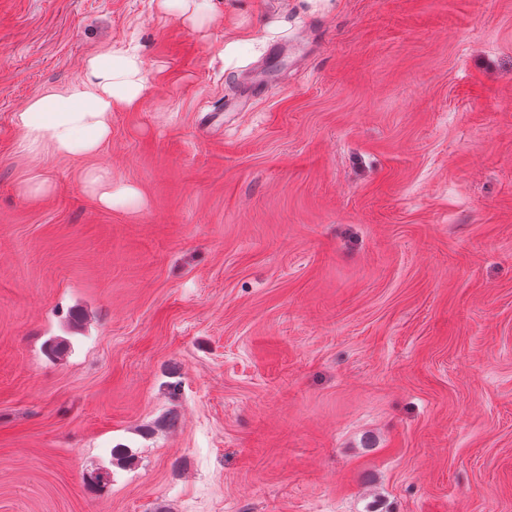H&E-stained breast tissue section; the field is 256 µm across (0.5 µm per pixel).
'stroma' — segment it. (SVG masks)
<instances>
[{"mask_svg":"<svg viewBox=\"0 0 512 512\" xmlns=\"http://www.w3.org/2000/svg\"><path fill=\"white\" fill-rule=\"evenodd\" d=\"M211 5L0 0V512H512V0ZM130 40L106 209L11 117ZM207 0H157V6L166 13L175 12L182 18L202 25L200 7Z\"/></svg>","mask_w":512,"mask_h":512,"instance_id":"obj_1","label":"stroma"}]
</instances>
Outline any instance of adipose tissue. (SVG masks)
<instances>
[{"instance_id":"1","label":"adipose tissue","mask_w":512,"mask_h":512,"mask_svg":"<svg viewBox=\"0 0 512 512\" xmlns=\"http://www.w3.org/2000/svg\"><path fill=\"white\" fill-rule=\"evenodd\" d=\"M148 64L135 43L105 45L87 58L82 77L62 90H46L14 112L18 148L26 156L61 160L94 157L112 135L115 111H137L149 88ZM85 189L104 208L135 203L138 190L113 185L109 170L82 172Z\"/></svg>"}]
</instances>
